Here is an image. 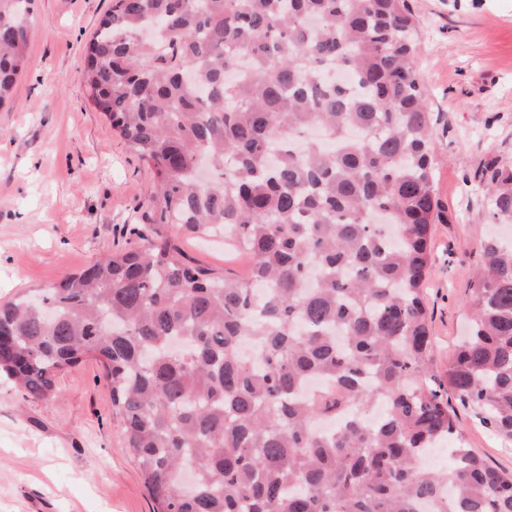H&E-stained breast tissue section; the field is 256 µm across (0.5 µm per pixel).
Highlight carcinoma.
<instances>
[{"instance_id":"carcinoma-1","label":"carcinoma","mask_w":512,"mask_h":512,"mask_svg":"<svg viewBox=\"0 0 512 512\" xmlns=\"http://www.w3.org/2000/svg\"><path fill=\"white\" fill-rule=\"evenodd\" d=\"M33 8L0 0V105ZM418 51L409 0H112L99 21L82 78L155 174L148 221L222 234L251 270L160 234L109 254L0 303V374L46 399L99 360L156 512H512V473L455 437L448 404L512 438V244H484L468 334L436 378ZM480 183L490 220L512 223V165ZM444 442L448 468L423 464Z\"/></svg>"}]
</instances>
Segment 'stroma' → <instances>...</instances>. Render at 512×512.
Segmentation results:
<instances>
[{
    "label": "stroma",
    "instance_id": "stroma-1",
    "mask_svg": "<svg viewBox=\"0 0 512 512\" xmlns=\"http://www.w3.org/2000/svg\"><path fill=\"white\" fill-rule=\"evenodd\" d=\"M112 0H35L24 69L0 105V300L52 286L116 251L144 246L151 170L113 133L82 79L87 46ZM418 70L434 123L436 194L423 285L432 368L445 378L468 317L486 237L485 163H512V0H413ZM180 241L202 264L245 274L246 254L219 237ZM459 437L512 471V439L451 399ZM126 448L99 361L61 372L48 399L0 376V512H153Z\"/></svg>",
    "mask_w": 512,
    "mask_h": 512
}]
</instances>
